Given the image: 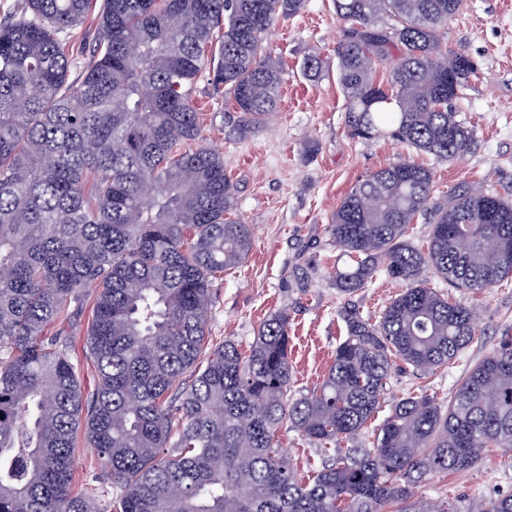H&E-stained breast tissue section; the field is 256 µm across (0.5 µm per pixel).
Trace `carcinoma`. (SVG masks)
Masks as SVG:
<instances>
[{
  "instance_id": "1",
  "label": "carcinoma",
  "mask_w": 512,
  "mask_h": 512,
  "mask_svg": "<svg viewBox=\"0 0 512 512\" xmlns=\"http://www.w3.org/2000/svg\"><path fill=\"white\" fill-rule=\"evenodd\" d=\"M93 2L21 0L0 19V512H94L72 489L79 429L117 512H392L423 480L512 451L506 336L448 405L402 398L374 447L332 454L371 424L396 362L429 372L474 341L471 309L427 274L475 291L512 277V201L461 186L435 202L432 173L410 159L358 181L328 226L354 257L336 289L350 297L380 271L406 289L376 322L345 301L326 378L295 398L288 312L270 313L246 354L208 341L212 282L252 238L229 217L222 156L183 144L201 135L204 73L241 131L276 109L281 67L264 41L305 0H101L92 60L71 81L63 34ZM464 2L334 0L349 136L463 157L471 131L454 100L475 67L446 34ZM419 216L432 225L425 252L405 238ZM89 286L98 380L85 397L51 327ZM285 422L328 458L306 482L277 448ZM480 512H512V495Z\"/></svg>"
}]
</instances>
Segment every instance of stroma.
I'll list each match as a JSON object with an SVG mask.
<instances>
[{"instance_id":"1","label":"stroma","mask_w":512,"mask_h":512,"mask_svg":"<svg viewBox=\"0 0 512 512\" xmlns=\"http://www.w3.org/2000/svg\"><path fill=\"white\" fill-rule=\"evenodd\" d=\"M98 13L91 8L84 22L67 33L74 55L72 79L81 77L91 54ZM343 36L333 0H306L300 14L278 20L265 42L267 52L282 63L278 107L247 133L239 132L237 112L207 78L198 80L194 95L204 115V142L222 154L224 170L237 186L231 216L248 224L252 233L244 262L213 283L209 340L215 344L231 339L248 347L271 312L287 310L296 396L320 386L347 335L335 280L337 272L351 266L352 257L336 246L328 226L358 180L410 158L432 171L435 199L462 183L512 199V0H467L449 25V47L464 51L476 65L465 97L456 103L472 133L467 152L457 161L436 160L389 136H349L346 101L336 74V51ZM310 54L322 61L314 77L302 68ZM429 285L473 310L477 338L456 360L427 373L396 363L375 424L386 419L396 400L409 395L447 401L465 370L491 353L501 337L512 336V277L485 294L451 288L436 277ZM403 288L402 282L381 272L352 301L375 322ZM92 314V304L72 306L54 326L72 343V361L87 393L97 383V369L85 355ZM277 441L298 476L308 477L322 467L323 456L290 425L280 428ZM73 470L77 489L91 499L96 512H113L112 480L102 474L94 449L81 435L75 441ZM497 494H512V452L489 448L473 467L420 484L414 499H446L472 512L484 498Z\"/></svg>"}]
</instances>
